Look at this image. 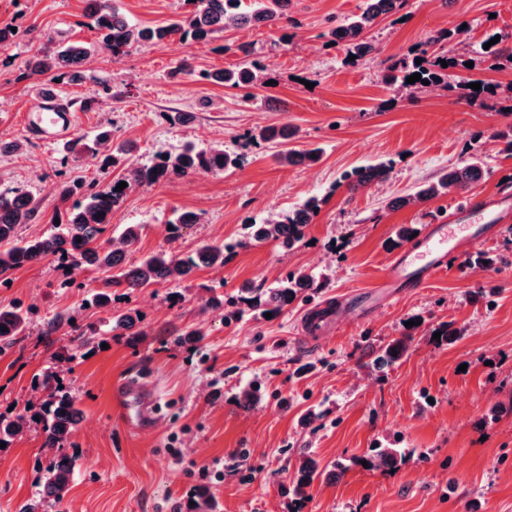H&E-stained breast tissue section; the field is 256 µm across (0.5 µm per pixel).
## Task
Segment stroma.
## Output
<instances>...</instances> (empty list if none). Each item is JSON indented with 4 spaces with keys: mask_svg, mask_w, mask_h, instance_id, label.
<instances>
[{
    "mask_svg": "<svg viewBox=\"0 0 512 512\" xmlns=\"http://www.w3.org/2000/svg\"><path fill=\"white\" fill-rule=\"evenodd\" d=\"M363 0H291L282 29L228 30L209 41L166 40L133 47L115 58L100 50L86 62L83 80L27 79L28 60L46 41L96 43L84 0H0V27L16 35L0 49V140L18 151L0 155V189L28 194L37 217L21 236L53 232L60 182L107 184L120 168H102L88 152L102 129L133 143L126 165L159 152L223 146L241 166L221 176L198 174L130 190L112 212L106 238L127 224L142 227L139 254L200 242L230 244L223 267L199 270L192 282H168L135 291L116 286L112 305L138 309L144 337H106L105 348L75 355L64 381L82 419L63 446L77 456L71 488L47 512H187L190 490L207 488L217 512H512V227L449 260L426 288L404 296L366 321L346 326L320 346L297 332L303 312L346 289L367 286L402 243L401 226L423 232L447 216L456 193L394 210L388 199L410 194L443 169L480 154L478 195L512 188V155L493 135L512 125V102L489 111L442 87L406 90L386 82L392 60L413 56L431 36L446 32L438 54L463 61L458 74L487 86L512 84V65L490 67L474 50L489 34L506 35L512 48V0H408L400 16L372 30L379 51L349 64L325 35L358 11ZM133 23L157 26L185 13L184 0H114ZM252 60L272 70L268 87L228 89L198 81L199 70L241 64V44ZM194 72H178L182 60ZM112 94H104L102 82ZM52 91L78 105L66 141L45 144L22 116ZM91 109H84V102ZM172 112L188 113L171 124ZM289 124L290 148H321L312 165H280L256 128ZM386 163L381 185L348 193L346 172ZM322 205L305 239L292 250L253 243L249 225L294 209L308 197ZM178 211L203 221L176 241L165 225ZM493 258L477 265V255ZM306 268L316 280L288 308L265 317L204 308L211 296H237L239 288L273 287ZM74 287H65L67 279ZM104 275L68 270L47 259L13 272L0 284V306L28 310L30 334L0 352V415L24 413L44 396L41 381L53 357L73 353L75 327L103 324L106 314L87 304ZM68 312L73 325L44 335L48 320ZM205 324L202 353L167 345L159 331ZM453 325L454 341L435 339ZM410 337L407 351L379 367L376 355ZM145 375L163 405L151 430L133 431L112 400L117 381ZM256 386L259 403H238ZM500 406L499 417L490 409ZM41 430L24 428L0 447V512H19L38 490L45 462ZM403 448L395 468L364 467L376 449ZM314 458L324 471L303 498L291 491L298 467Z\"/></svg>",
    "mask_w": 512,
    "mask_h": 512,
    "instance_id": "1",
    "label": "stroma"
}]
</instances>
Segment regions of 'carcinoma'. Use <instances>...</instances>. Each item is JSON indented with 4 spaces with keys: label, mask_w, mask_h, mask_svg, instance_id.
<instances>
[{
    "label": "carcinoma",
    "mask_w": 512,
    "mask_h": 512,
    "mask_svg": "<svg viewBox=\"0 0 512 512\" xmlns=\"http://www.w3.org/2000/svg\"><path fill=\"white\" fill-rule=\"evenodd\" d=\"M191 10L178 21L156 27H140L128 21L110 0H86V11L95 22L98 32L97 46L121 57L138 44L150 41H164L179 37L182 41L200 42L211 39L212 35L227 28L248 29L251 27H281L288 19V7L291 0H258L256 7L244 12L240 9V0H186ZM408 0H365V7L339 22L328 32L329 41L339 45L345 54L363 59L377 51L371 31L378 20L399 13L406 7ZM444 39L438 35L431 38L426 47L419 51L421 63L407 58L397 59L389 67L391 75L388 81H398L397 73L404 72L405 77L415 73L421 74V80L408 85L401 82V87L422 88V81L429 85H454L467 89V82L457 81V75L451 72L455 68L453 61L446 60L444 68L438 62L440 56L429 54L428 48ZM94 51L92 46L70 45L66 48L46 46L27 64L22 78H41L44 76L68 77L75 81L81 78L80 66ZM264 68L252 62L248 66L225 68L214 72L201 71L198 77L209 82H216L231 87H251L266 85ZM288 126L270 125L260 128L252 138L268 143L283 142L290 138ZM93 154L101 155V166L117 164L119 159L130 151L127 143L114 144L112 131L102 130L95 135ZM321 151L311 148L303 151L281 150L274 154L277 162L296 165L314 163L319 160ZM241 164L238 154L221 147L197 149L193 146L184 148L172 155L159 152L153 159L139 166H129L125 173L110 183L98 186L83 181L63 182L59 188L62 209L57 211L55 231L45 236L22 239L17 231L20 225L31 223L36 216V206L24 192L15 189L0 190V282L5 284L14 270L47 258L68 262L72 268H95L105 272L112 270L117 274L111 276L102 289L92 294V303L107 312L105 329L88 326L79 330L81 336L78 348L91 349L98 337L110 336L114 331H121L124 336H142L144 331L137 329L142 316L136 309H112V286H125L131 290L150 285L166 283L171 280L187 281L202 266H224V253L233 249L231 245L204 244L192 252L176 253L161 249L146 257L131 262L128 255L137 246L141 225L128 224L116 241H104L102 236L111 223L112 211L120 206L127 193L134 187L151 186L174 179H183L206 173L219 175L236 169ZM390 168L384 163L355 169L346 174L348 191L355 193L369 189L387 180ZM482 177L479 161L470 159L462 164L444 170L435 180L421 185L409 198L393 199L386 203L389 208L409 202H428L438 196L455 190L467 194L475 188ZM127 183L122 190L119 183ZM320 207V199L312 196L297 209L267 219L260 224L251 225L252 237L257 242L272 241L281 247L293 249L303 238L304 228L317 216L315 209ZM202 215L182 211L174 214L167 222V238L174 241L181 236L182 230L202 223ZM314 276L301 269L291 272L276 288L261 293L254 288H244L245 296L241 300L253 310L269 312L280 310L293 302L298 294L312 287ZM28 316L19 306L0 308V352L15 346L27 334ZM159 335L165 336L172 343L187 346L195 351L202 349V342L207 332L201 326L179 331L164 328ZM42 387L46 398L41 411L36 413L42 424L43 447L49 451L59 448L68 438L78 423L81 411L75 402L52 374L44 375ZM25 415L15 418L0 416V444L11 442L23 429ZM403 456L400 448H378L375 455L368 460V465L394 466ZM76 459L67 455L53 456L43 476L39 478L41 487L39 497L28 501L19 512H41L42 503L48 499L61 501L69 489ZM321 475L315 459L306 458L298 470V477L293 483V494L302 497L306 488ZM193 505L189 512H213L214 503L205 488L194 491L190 497Z\"/></svg>",
    "instance_id": "1"
}]
</instances>
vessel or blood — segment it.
<instances>
[{
	"instance_id": "b4317fda",
	"label": "vessel or blood",
	"mask_w": 512,
	"mask_h": 512,
	"mask_svg": "<svg viewBox=\"0 0 512 512\" xmlns=\"http://www.w3.org/2000/svg\"><path fill=\"white\" fill-rule=\"evenodd\" d=\"M75 122L72 107L56 97L43 99L25 115L26 125L48 142L69 135ZM511 221L512 194L507 192L477 206L459 204L443 221L426 225L418 243L401 248L376 283L345 293L340 301L309 307L298 324L300 335L312 344L325 342L347 319L365 320L382 303L426 287L450 258L469 253L479 239L501 235ZM112 397L128 428L143 430L154 422L156 396L139 378L115 383Z\"/></svg>"
}]
</instances>
